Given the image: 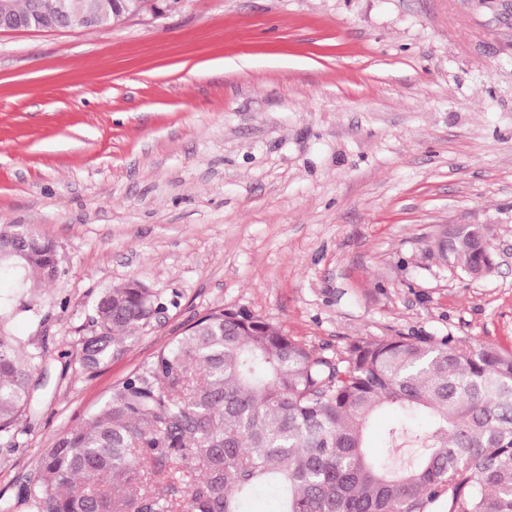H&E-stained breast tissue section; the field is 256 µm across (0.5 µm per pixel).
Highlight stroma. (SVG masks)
<instances>
[{
	"label": "stroma",
	"instance_id": "stroma-1",
	"mask_svg": "<svg viewBox=\"0 0 512 512\" xmlns=\"http://www.w3.org/2000/svg\"><path fill=\"white\" fill-rule=\"evenodd\" d=\"M0 224L53 240L50 383L0 499L114 384L203 314L244 310L336 356L451 335L512 351V0H182L150 23L0 30ZM488 224L473 279L435 253ZM165 313L80 363L107 288Z\"/></svg>",
	"mask_w": 512,
	"mask_h": 512
}]
</instances>
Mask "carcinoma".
<instances>
[{"instance_id":"1","label":"carcinoma","mask_w":512,"mask_h":512,"mask_svg":"<svg viewBox=\"0 0 512 512\" xmlns=\"http://www.w3.org/2000/svg\"><path fill=\"white\" fill-rule=\"evenodd\" d=\"M137 0H93L100 17ZM441 260L466 273L490 257L448 227ZM0 443H19L35 414L36 363L46 351L7 331L57 279L54 242L0 224ZM142 282L105 289L80 363L95 368L129 350L131 332L162 313ZM394 409L368 452L376 414ZM425 416L421 429L410 423ZM262 487L272 512H512V352L453 336L359 338L329 359L238 310L211 311L112 387L102 408L40 454L35 479L0 512H247Z\"/></svg>"}]
</instances>
